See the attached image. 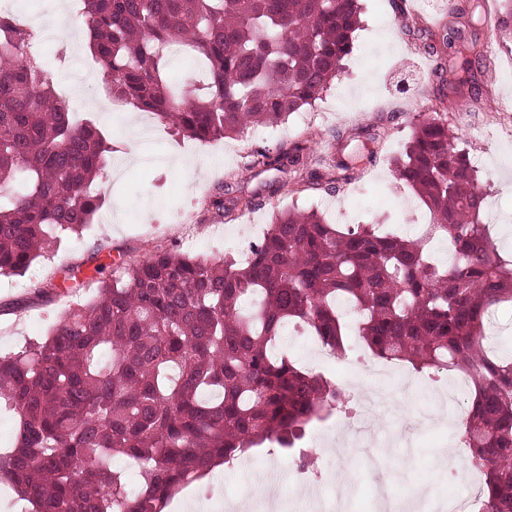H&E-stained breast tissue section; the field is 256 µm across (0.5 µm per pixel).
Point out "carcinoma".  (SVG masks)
<instances>
[{
    "instance_id": "obj_1",
    "label": "carcinoma",
    "mask_w": 512,
    "mask_h": 512,
    "mask_svg": "<svg viewBox=\"0 0 512 512\" xmlns=\"http://www.w3.org/2000/svg\"><path fill=\"white\" fill-rule=\"evenodd\" d=\"M88 49L112 95L184 136L221 140L312 105L341 73L361 25L360 0H76ZM472 0H452L426 50L445 56L446 89L392 160L432 222L413 240L377 224H328L314 210L274 216L242 256L160 251L75 294L43 340L0 356V407L19 418L0 477L24 512H165L211 467L265 441L292 450L349 396L273 348L286 325L344 350L341 300L358 336L388 362L459 369L470 379L463 438L484 484L469 512H512V359L485 343L494 310L512 306V259L488 239L485 200L448 128L446 100L487 66ZM35 30L0 12V275H20L103 206L112 142L72 119L31 53ZM203 59L206 81L175 94L167 47ZM334 161L328 192L372 161L358 139ZM304 146L253 164L295 172ZM448 243V265L428 244ZM126 457L137 469L127 496Z\"/></svg>"
}]
</instances>
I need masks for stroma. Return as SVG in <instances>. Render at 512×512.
<instances>
[{
  "mask_svg": "<svg viewBox=\"0 0 512 512\" xmlns=\"http://www.w3.org/2000/svg\"><path fill=\"white\" fill-rule=\"evenodd\" d=\"M448 0H364L363 24L356 32L345 69L314 105L292 113L276 126H254L243 133L209 143L174 134L171 126L151 122L152 138L145 139L131 125L128 112H102L105 93L83 85L73 103L78 116L93 121L112 141L102 186L106 200L81 238H63L45 258L37 259L19 276L0 277V355L19 350L26 341L43 335L62 314V303L44 292L48 281L73 288L95 275L96 265L113 270L116 264L138 263L159 250L178 247L209 256L218 238L237 240L238 250L259 241L274 213L314 209L331 224H383L414 237L430 216L414 193L400 184L389 164L411 139L417 123L430 115L437 93L433 73L436 56L424 49L422 33H410L414 22L447 13ZM477 33L492 61L489 70L476 73L481 93H464L448 109V126L459 147L478 160V184L487 193L488 224L494 245L504 258L512 257V39L503 38L496 23L481 20ZM69 49L51 39L42 59L56 87L74 82L92 62L85 47L84 22L78 11L68 16ZM386 130L383 139L368 144L373 163L364 165L358 179L329 193L336 130L357 134L369 126ZM300 141L307 147L303 178L306 188L292 189L290 169L250 168L255 150L276 153ZM135 143L141 158L125 163L127 143ZM256 200V208L241 209L240 201ZM231 208L230 216L217 210L215 200ZM76 266L74 278L64 276ZM401 431L410 436L412 450L387 447L392 431L370 443L379 461L342 455L335 448L342 437L307 432L304 445L322 447L325 485L345 477L348 512H378L377 486L387 481L392 497L404 498L410 487L428 489L418 501L419 512H433L448 488V469L439 459L448 449L460 461L470 451L453 410L435 403L430 388L412 401ZM274 473L280 488L281 512H295L298 496L291 460L281 448L263 443L227 464L213 486L220 502L252 501Z\"/></svg>",
  "mask_w": 512,
  "mask_h": 512,
  "instance_id": "1",
  "label": "stroma"
}]
</instances>
